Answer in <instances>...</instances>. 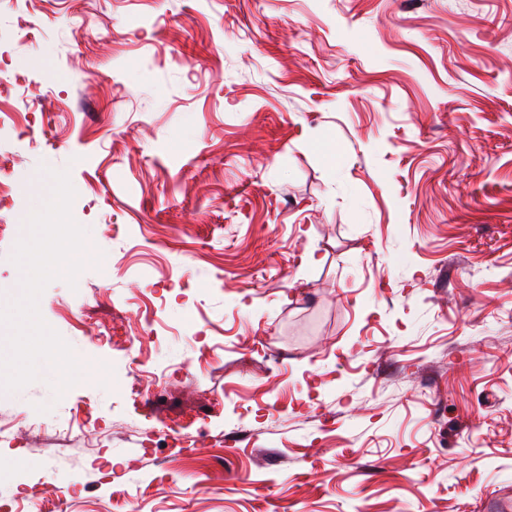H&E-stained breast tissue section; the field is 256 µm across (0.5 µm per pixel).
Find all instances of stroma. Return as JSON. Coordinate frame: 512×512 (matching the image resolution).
<instances>
[{"mask_svg": "<svg viewBox=\"0 0 512 512\" xmlns=\"http://www.w3.org/2000/svg\"><path fill=\"white\" fill-rule=\"evenodd\" d=\"M0 42V306L45 169L103 255L39 300L102 380L40 364L0 423L108 437L0 444L16 512H507L512 0H0ZM147 307L169 376L138 404L69 321ZM144 410L200 447L130 438Z\"/></svg>", "mask_w": 512, "mask_h": 512, "instance_id": "stroma-1", "label": "stroma"}]
</instances>
